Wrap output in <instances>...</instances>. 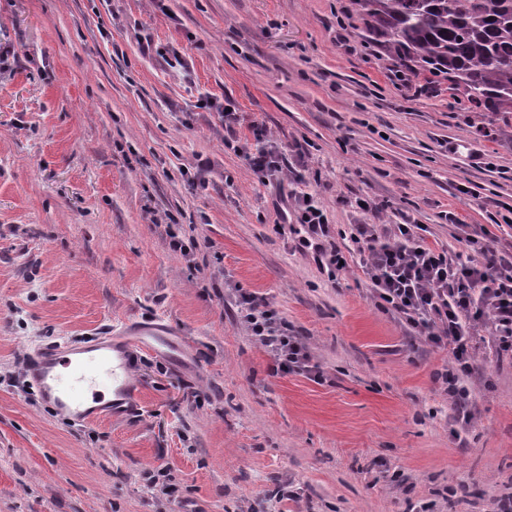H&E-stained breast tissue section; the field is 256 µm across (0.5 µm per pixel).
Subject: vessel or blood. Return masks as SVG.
Returning <instances> with one entry per match:
<instances>
[{"instance_id":"obj_1","label":"vessel or blood","mask_w":512,"mask_h":512,"mask_svg":"<svg viewBox=\"0 0 512 512\" xmlns=\"http://www.w3.org/2000/svg\"><path fill=\"white\" fill-rule=\"evenodd\" d=\"M169 334L158 325L134 330L132 336H98L75 346L50 343L38 348L27 376L45 405L75 423L120 417L136 407L139 391L133 380L132 346H170Z\"/></svg>"}]
</instances>
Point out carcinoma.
Returning <instances> with one entry per match:
<instances>
[{
  "label": "carcinoma",
  "mask_w": 512,
  "mask_h": 512,
  "mask_svg": "<svg viewBox=\"0 0 512 512\" xmlns=\"http://www.w3.org/2000/svg\"><path fill=\"white\" fill-rule=\"evenodd\" d=\"M404 80L443 77L473 112L512 117V0H352Z\"/></svg>",
  "instance_id": "carcinoma-1"
}]
</instances>
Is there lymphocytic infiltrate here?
<instances>
[{
    "label": "lymphocytic infiltrate",
    "instance_id": "lymphocytic-infiltrate-1",
    "mask_svg": "<svg viewBox=\"0 0 512 512\" xmlns=\"http://www.w3.org/2000/svg\"><path fill=\"white\" fill-rule=\"evenodd\" d=\"M293 207L303 235L301 245L319 267L339 271L358 259L371 291L387 312L398 314L434 349H450L453 360L442 379L458 422L472 415L469 383L479 348L493 350L496 360L512 358V253L478 246L479 258L438 249L411 224H352L344 233L351 244L342 251L315 199L295 195ZM241 320L284 371L319 372L306 343L265 298L240 293Z\"/></svg>",
    "mask_w": 512,
    "mask_h": 512
}]
</instances>
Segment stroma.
Listing matches in <instances>:
<instances>
[{
  "label": "stroma",
  "instance_id": "stroma-1",
  "mask_svg": "<svg viewBox=\"0 0 512 512\" xmlns=\"http://www.w3.org/2000/svg\"><path fill=\"white\" fill-rule=\"evenodd\" d=\"M486 122L447 84H402L350 0H0V512H156L162 467L169 512H490L512 496V363L478 351L475 418L456 430L449 351L378 308L359 265L328 276L275 230L306 191L336 235L409 219L455 250L457 225L481 224L512 251V129L476 135ZM258 128L284 165L266 182L238 151ZM241 290L321 375L278 369ZM136 323L180 351L136 350L131 414L72 425L29 390L41 342Z\"/></svg>",
  "mask_w": 512,
  "mask_h": 512
}]
</instances>
